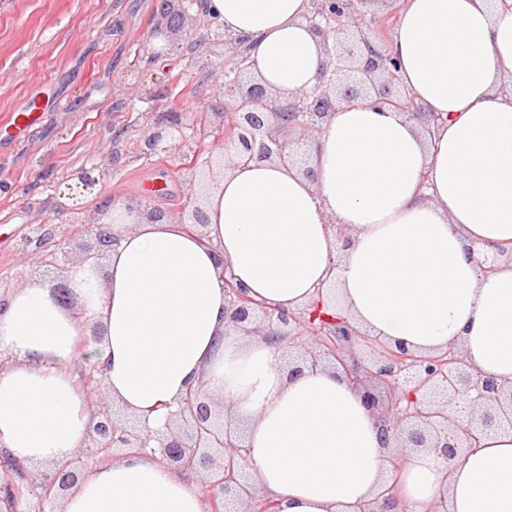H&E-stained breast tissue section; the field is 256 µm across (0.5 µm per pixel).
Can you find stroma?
Instances as JSON below:
<instances>
[{
  "label": "stroma",
  "mask_w": 512,
  "mask_h": 512,
  "mask_svg": "<svg viewBox=\"0 0 512 512\" xmlns=\"http://www.w3.org/2000/svg\"><path fill=\"white\" fill-rule=\"evenodd\" d=\"M157 0H0V124L32 86L51 102L45 121L0 150V282L14 277L22 248L43 226L56 237L41 245L46 259L67 243L80 259L102 197L140 195L143 182L172 173L162 155L138 144L159 115L182 111L188 134L202 136L212 103L211 69L191 65L182 43L148 63L141 44L157 22ZM109 165L91 191L70 192L73 175Z\"/></svg>",
  "instance_id": "stroma-1"
}]
</instances>
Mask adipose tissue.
Returning a JSON list of instances; mask_svg holds the SVG:
<instances>
[{
  "label": "adipose tissue",
  "mask_w": 512,
  "mask_h": 512,
  "mask_svg": "<svg viewBox=\"0 0 512 512\" xmlns=\"http://www.w3.org/2000/svg\"><path fill=\"white\" fill-rule=\"evenodd\" d=\"M246 40L279 97L312 87L325 60L302 23L311 0H208ZM386 52L423 110L358 99L322 125L312 176L278 162L225 170L196 231L102 199L117 242L104 266L66 274L72 306L48 284L15 289L0 311V449L25 469L74 458L96 420L79 381L85 358L109 399L165 426L203 387L248 428L254 485L279 512H356L396 485L408 512H512V432L444 461L410 454L401 470L376 416L335 370L295 377L282 351L225 322V276L268 306L294 309L335 283L338 316L385 344L431 355L456 347L512 385V8L489 0H406ZM352 239L341 247L337 230ZM500 253L494 271L484 255ZM337 267H330L331 256ZM102 342L89 344L90 325ZM60 512H205L192 479L130 454L89 464Z\"/></svg>",
  "instance_id": "ef3b65f1"
}]
</instances>
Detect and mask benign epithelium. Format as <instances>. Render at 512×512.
<instances>
[{"label":"benign epithelium","mask_w":512,"mask_h":512,"mask_svg":"<svg viewBox=\"0 0 512 512\" xmlns=\"http://www.w3.org/2000/svg\"><path fill=\"white\" fill-rule=\"evenodd\" d=\"M363 2L312 0L303 21L322 40L325 61L316 85L281 99L240 59L242 39L207 13L205 0H158L159 20L143 42L149 63L168 55L177 39L187 45L194 62L201 50L221 60L211 71L218 96L207 113L214 138L204 147L188 137L182 113L174 110L151 126L139 150L172 157L175 173L195 196L215 181V170L232 164L279 161L313 176L307 156L324 119L339 105L357 99L380 109L408 112L433 134L440 118L406 107L410 93L398 81L397 60L362 30ZM200 20L206 28L202 37L197 36ZM228 121L230 134L224 133ZM179 223L205 226L208 217L202 202L195 200L184 208ZM87 232L93 246L85 250L83 262L102 259L117 242L107 222L92 220ZM225 288L226 314L234 331L289 345L285 355L292 375L328 365L341 371L366 408L377 415L385 439L394 443L400 458L409 448H429L451 460L458 450L477 447L484 435L512 428V389L472 371L453 347L437 355H417L401 345L387 346L337 316L325 317L332 331L319 330L314 319L324 307L321 291L296 312L254 301L231 279ZM87 387L97 421L75 457L44 477L38 502L24 497L28 472L18 463L0 461V503L7 506L6 512H44L45 503L78 484L89 463L147 449L159 453V461L181 475H204L202 489L211 512H276V504L261 503L246 479L249 457L243 428L224 423L202 388L188 392L165 429L153 430L136 419L128 423L115 416L100 382ZM360 512H406V507L394 486L386 485Z\"/></svg>","instance_id":"1"}]
</instances>
